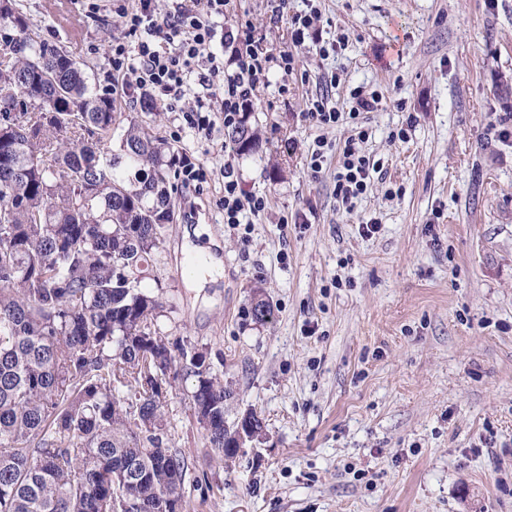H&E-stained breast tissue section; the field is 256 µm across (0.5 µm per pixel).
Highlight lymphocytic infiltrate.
I'll list each match as a JSON object with an SVG mask.
<instances>
[{"label":"lymphocytic infiltrate","mask_w":512,"mask_h":512,"mask_svg":"<svg viewBox=\"0 0 512 512\" xmlns=\"http://www.w3.org/2000/svg\"><path fill=\"white\" fill-rule=\"evenodd\" d=\"M231 0H135L117 12L122 37L110 47L112 69L123 76L127 88L149 97L170 112L180 113L185 127L210 139L216 123L237 127L245 118L258 85L271 69L283 76L298 71L293 52L271 55L263 51L262 39L252 23L243 17L223 24ZM271 16L287 20L295 44L311 41L320 56L336 51V42L324 40L321 13L314 0L304 9L291 11L289 0H269ZM336 75L319 78L320 89L310 100L307 118L317 127L347 124L350 135L337 146L335 195L342 206H351L363 195L377 168L361 145L369 137L365 113L375 111L379 97L357 90L353 106L341 111L331 103ZM235 148L224 150L219 172L224 180L221 201L224 222L230 228L250 225L253 217L268 207L266 196L244 193L235 172Z\"/></svg>","instance_id":"f902f5d3"}]
</instances>
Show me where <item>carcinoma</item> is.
<instances>
[{"mask_svg":"<svg viewBox=\"0 0 512 512\" xmlns=\"http://www.w3.org/2000/svg\"><path fill=\"white\" fill-rule=\"evenodd\" d=\"M0 512H187L169 445L177 372L229 456L232 391L208 352L160 335L142 286L167 225L177 153L18 0H0ZM119 132V147L102 140ZM239 150L259 142L242 122Z\"/></svg>","mask_w":512,"mask_h":512,"instance_id":"carcinoma-1","label":"carcinoma"}]
</instances>
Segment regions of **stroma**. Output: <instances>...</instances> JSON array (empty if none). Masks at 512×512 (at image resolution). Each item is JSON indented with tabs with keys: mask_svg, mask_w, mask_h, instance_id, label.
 Listing matches in <instances>:
<instances>
[{
	"mask_svg": "<svg viewBox=\"0 0 512 512\" xmlns=\"http://www.w3.org/2000/svg\"><path fill=\"white\" fill-rule=\"evenodd\" d=\"M41 36L64 45L100 85L129 0H21ZM320 57L293 45L267 0H233L271 54L293 51L299 75L271 71L248 124L259 147L238 155L242 188L269 208L230 229L219 199L229 131L198 138L174 112L156 130L211 170L177 186L174 221L154 254L163 335L207 349L234 396L224 417L253 410L256 445L231 459L206 448L186 392L167 407L172 447L188 459L189 512H512V0H317ZM336 72L343 109L376 92L365 154L379 179L339 206L334 144L346 126L306 116L318 75ZM287 95H280V85ZM406 138H399V131ZM330 144L318 178L316 137ZM376 222L365 237L359 227ZM224 277L185 274L186 230ZM273 308L251 315L255 295Z\"/></svg>",
	"mask_w": 512,
	"mask_h": 512,
	"instance_id": "obj_1",
	"label": "stroma"
}]
</instances>
